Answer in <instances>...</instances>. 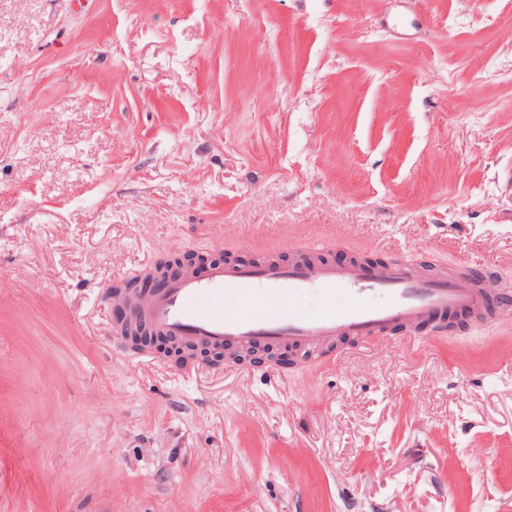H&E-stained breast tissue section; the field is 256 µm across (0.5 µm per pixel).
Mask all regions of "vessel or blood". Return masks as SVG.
<instances>
[{
    "label": "vessel or blood",
    "instance_id": "vessel-or-blood-1",
    "mask_svg": "<svg viewBox=\"0 0 512 512\" xmlns=\"http://www.w3.org/2000/svg\"><path fill=\"white\" fill-rule=\"evenodd\" d=\"M294 253L288 263L219 261L186 270L133 298L132 316L187 348L315 351L339 338L380 343L394 325L483 312L493 286L481 273L432 274L408 261L338 264L309 241Z\"/></svg>",
    "mask_w": 512,
    "mask_h": 512
}]
</instances>
